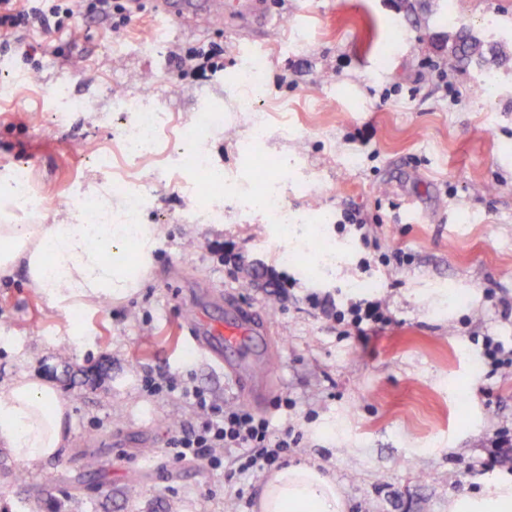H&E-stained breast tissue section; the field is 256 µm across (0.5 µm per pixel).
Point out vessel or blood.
Segmentation results:
<instances>
[{
	"instance_id": "b4317fda",
	"label": "vessel or blood",
	"mask_w": 512,
	"mask_h": 512,
	"mask_svg": "<svg viewBox=\"0 0 512 512\" xmlns=\"http://www.w3.org/2000/svg\"><path fill=\"white\" fill-rule=\"evenodd\" d=\"M228 14L249 27L268 23L267 15L255 0H233L228 6L223 0H155L156 18L176 23L181 33L196 30L205 21L222 23ZM185 329L195 344L219 364L224 361L225 348L241 345L260 332L255 314L238 305L232 308L225 323L216 324L198 314L186 322Z\"/></svg>"
}]
</instances>
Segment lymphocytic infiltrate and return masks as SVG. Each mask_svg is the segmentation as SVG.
<instances>
[{
  "label": "lymphocytic infiltrate",
  "mask_w": 512,
  "mask_h": 512,
  "mask_svg": "<svg viewBox=\"0 0 512 512\" xmlns=\"http://www.w3.org/2000/svg\"><path fill=\"white\" fill-rule=\"evenodd\" d=\"M99 18L110 29L127 27L133 19L128 0H0V50L20 55L25 62L47 56L46 46L28 41L27 32H61L73 26L77 15ZM358 334L391 322L382 302L361 299L333 312ZM148 392H179L195 407V421L181 425L170 441L172 457L223 468L226 479L277 467L299 435L274 429L266 418L248 409L217 403L197 387L180 384L166 373L146 377Z\"/></svg>",
  "instance_id": "lymphocytic-infiltrate-1"
}]
</instances>
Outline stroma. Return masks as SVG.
<instances>
[{"label": "stroma", "instance_id": "1", "mask_svg": "<svg viewBox=\"0 0 512 512\" xmlns=\"http://www.w3.org/2000/svg\"><path fill=\"white\" fill-rule=\"evenodd\" d=\"M264 2V29L228 21L177 37L146 0L128 29L80 18L75 34H53L61 54L39 68L0 55V181L25 167L44 202L13 208L15 223H60L102 193L120 207L119 178L149 197L140 223L163 228L138 292L75 319L47 306L25 264L0 278V390L34 370L72 409L58 457L21 468L0 451V512H226L232 500L256 512L265 474L234 486L168 458L193 409L143 387L161 371L241 404L238 380L176 334L205 291L265 320L266 334L225 362L265 364L272 390L253 413L301 434L287 464L335 478L348 512H448L457 495L512 481L508 468L480 467L488 439L512 429V368L483 357L484 337L512 341L501 315L512 302V60L463 67L450 56L464 26L512 50V0ZM154 29L162 42L148 40ZM198 42L223 51L205 79L170 61ZM258 57L264 91L253 99L238 76ZM486 82L492 92L475 95ZM128 100L156 116L151 153L123 149L136 121L120 109ZM204 112L223 120L201 125ZM197 149L215 188L202 190L185 162ZM107 152L112 163H100ZM271 184L287 223L252 204ZM348 211L366 219L370 245L342 226ZM323 242L336 257L320 272ZM283 250L297 263L279 262ZM397 251L409 262L382 264ZM357 281L377 282L393 318L366 341L305 301L314 291L343 304ZM222 301L209 317L224 318ZM77 323L91 348L69 345ZM281 396L288 411L274 405ZM85 455L102 459L103 475H80Z\"/></svg>", "mask_w": 512, "mask_h": 512}]
</instances>
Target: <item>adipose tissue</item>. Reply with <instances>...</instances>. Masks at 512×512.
<instances>
[{
  "instance_id": "obj_1",
  "label": "adipose tissue",
  "mask_w": 512,
  "mask_h": 512,
  "mask_svg": "<svg viewBox=\"0 0 512 512\" xmlns=\"http://www.w3.org/2000/svg\"><path fill=\"white\" fill-rule=\"evenodd\" d=\"M112 204L93 200L77 207L75 223L0 224V275L26 260L30 284L49 307L69 312L102 299L122 301L136 290L137 265L110 261L136 242L147 253L161 235L148 224L111 223ZM70 405L56 386L23 374L0 393V449L16 464L33 467L54 458L69 441ZM335 481L313 466L287 465L272 473L258 512H347ZM449 512H512V482L455 498Z\"/></svg>"
}]
</instances>
